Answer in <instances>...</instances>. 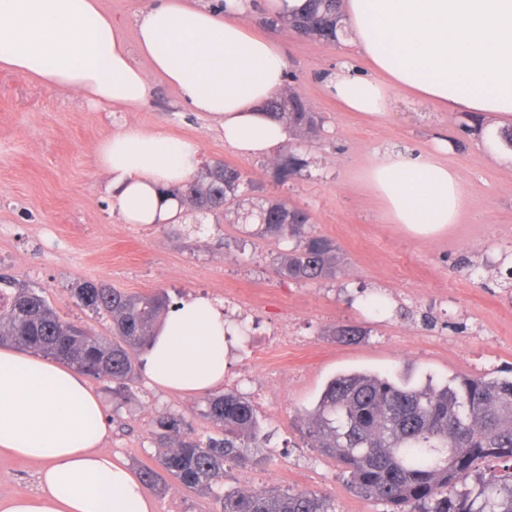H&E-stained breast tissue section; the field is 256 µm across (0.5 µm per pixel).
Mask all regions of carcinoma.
<instances>
[{
	"label": "carcinoma",
	"instance_id": "cac0c4a2",
	"mask_svg": "<svg viewBox=\"0 0 512 512\" xmlns=\"http://www.w3.org/2000/svg\"><path fill=\"white\" fill-rule=\"evenodd\" d=\"M341 2L306 0L281 24L332 44L342 30ZM264 109L291 136H309L320 127L319 115L294 88L266 101ZM248 189L238 169L215 161L170 194L184 217L200 225L239 203ZM250 216L257 221L250 235L291 243L280 255L281 276L297 283L336 276L339 247L313 230L307 210L276 199L254 203ZM75 298L112 321V338L62 320L39 291L0 274V345L131 392L141 364L136 354L148 350L171 301L163 292L129 294L91 282L76 288ZM200 415L215 426V435L202 439L182 415L158 414L152 435L161 470L141 471L147 489H159L169 476L211 497L216 512H336L333 498L318 491H243L227 483L233 468L262 462L268 439L241 394H208ZM301 431L320 454L336 460L352 492L384 504L387 512H512V376H460L409 387L377 374H340L306 412Z\"/></svg>",
	"mask_w": 512,
	"mask_h": 512
}]
</instances>
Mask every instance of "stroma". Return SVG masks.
I'll use <instances>...</instances> for the list:
<instances>
[{
    "mask_svg": "<svg viewBox=\"0 0 512 512\" xmlns=\"http://www.w3.org/2000/svg\"><path fill=\"white\" fill-rule=\"evenodd\" d=\"M260 31L282 42L288 84L321 118L313 141L297 148L308 165L293 175L282 174L279 155L235 153L216 123L192 111L160 75L149 76L154 98L147 108L107 112L77 92L0 70V274L42 289L61 319L100 336L109 335L110 321L76 305L71 294L84 281L129 293L163 291L175 302L202 294L220 305L235 293L260 329H283L294 341L249 363L229 361L231 371L247 368L237 389L272 434L265 461L233 470L234 485L316 490L335 498L337 512H385L350 492L335 461L306 445L302 418L340 373L422 386L512 368V298L497 273L512 254V163L487 155L483 132L467 129L463 113L401 90L385 119L344 110L325 95L322 78L347 61L367 71L362 58L279 25ZM125 123L195 140L203 162L224 161L259 195L306 209L315 232L340 249L335 278L298 284L282 277L285 244L242 235L233 212L180 238L159 224L125 223L112 209L108 175L90 163L98 141ZM441 140L462 183L463 209L458 223L417 237L389 222L363 171L376 149L430 151ZM348 323L365 329L358 342L335 338L334 329ZM89 384L112 427L107 446L132 471L156 466L151 430L162 411L184 415L198 436L214 432L199 413L202 395L160 388L143 375L126 401L109 380ZM261 389L273 402L259 400ZM34 488L32 467L0 455V499ZM152 498L158 512H213L208 498L173 480Z\"/></svg>",
    "mask_w": 512,
    "mask_h": 512,
    "instance_id": "35a3bbf8",
    "label": "stroma"
}]
</instances>
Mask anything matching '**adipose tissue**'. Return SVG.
Wrapping results in <instances>:
<instances>
[{
	"label": "adipose tissue",
	"mask_w": 512,
	"mask_h": 512,
	"mask_svg": "<svg viewBox=\"0 0 512 512\" xmlns=\"http://www.w3.org/2000/svg\"><path fill=\"white\" fill-rule=\"evenodd\" d=\"M247 0H148L135 44L98 0H0V66L82 94L112 112L153 98L149 72L204 112L243 157L271 154L288 139L263 103L286 83L281 45L257 32ZM349 43L370 63L341 66L326 93L347 110L386 116L390 92L472 112L492 127L512 124V0H343ZM437 152L390 147L374 154L364 180L386 217L420 235L457 223L458 174ZM95 167L109 176L114 209L129 224L175 220L168 191L195 176L197 143L136 127L97 144ZM224 313L194 296L170 308L154 331L146 373L157 386L207 393L224 384ZM101 400L77 372L0 349V454L34 468L36 492L0 501V512H153L142 482L114 461Z\"/></svg>",
	"instance_id": "ef3b65f1"
}]
</instances>
